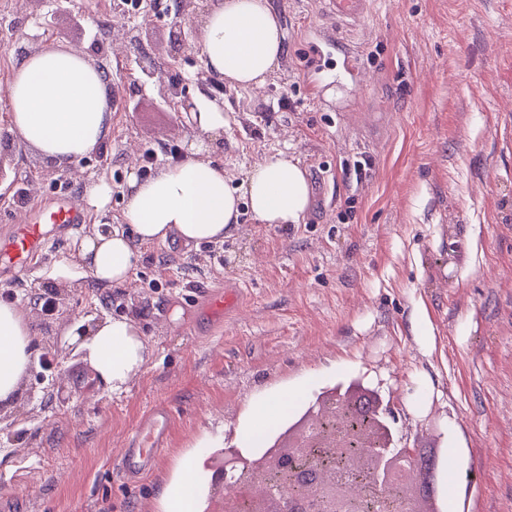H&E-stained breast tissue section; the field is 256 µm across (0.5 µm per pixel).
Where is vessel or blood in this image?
Wrapping results in <instances>:
<instances>
[{
	"label": "vessel or blood",
	"instance_id": "1",
	"mask_svg": "<svg viewBox=\"0 0 512 512\" xmlns=\"http://www.w3.org/2000/svg\"><path fill=\"white\" fill-rule=\"evenodd\" d=\"M371 0H323L325 14L337 23L353 27L362 23L370 11ZM83 208L69 196L45 208L35 206L29 223L14 225L6 243L0 245V263L13 268L31 264L45 245L43 225L66 228L85 223ZM173 416L164 406L147 412L125 440L121 464L125 474L139 476L148 472L167 447Z\"/></svg>",
	"mask_w": 512,
	"mask_h": 512
}]
</instances>
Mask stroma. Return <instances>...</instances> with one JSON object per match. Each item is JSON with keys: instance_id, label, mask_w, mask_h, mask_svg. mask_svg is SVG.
<instances>
[{"instance_id": "35a3bbf8", "label": "stroma", "mask_w": 512, "mask_h": 512, "mask_svg": "<svg viewBox=\"0 0 512 512\" xmlns=\"http://www.w3.org/2000/svg\"><path fill=\"white\" fill-rule=\"evenodd\" d=\"M143 17L113 0H71L54 11L57 40L92 50L116 93L102 156L43 179L51 162L14 139L0 181V240L29 216V201L82 198L111 184L91 224H117L131 169L145 149L197 137L186 118L143 83L141 52L181 59L189 94L200 47L174 46L175 0ZM283 34L277 68L257 90L225 89L222 144L213 159L241 181L284 152L306 169L303 221L259 223L242 211L220 244L147 246L126 284L96 288L65 266L82 229L44 227L27 269L0 267V291L27 311L39 352L54 358L0 412V512H157L161 479L202 431L233 441L247 404L304 385L306 399L353 380L389 400L394 434L437 449L440 512H512V0H371L353 30L321 15L319 0H270ZM136 30L140 43L118 38ZM361 74H350L346 56ZM293 104L278 106L281 92ZM362 175H355L359 162ZM247 288L214 317L202 290ZM69 289L58 315L32 289ZM134 318L148 358L126 392L112 394L68 336L106 316ZM171 407L170 442L140 479L123 474L121 445L145 411Z\"/></svg>"}]
</instances>
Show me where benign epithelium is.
Segmentation results:
<instances>
[{
  "label": "benign epithelium",
  "instance_id": "1",
  "mask_svg": "<svg viewBox=\"0 0 512 512\" xmlns=\"http://www.w3.org/2000/svg\"><path fill=\"white\" fill-rule=\"evenodd\" d=\"M173 40L180 45L200 41V25L174 23ZM145 59L146 80L164 73L158 80L160 99L178 113L196 111L186 80L173 73L175 63L159 66L150 56ZM390 417V405L377 392L334 389L316 396L261 451L224 448V512H368L370 502L362 492L327 478L337 464L377 488L376 512H419L417 500L406 494L404 477L418 470L419 498L434 499L429 476L436 457L395 439Z\"/></svg>",
  "mask_w": 512,
  "mask_h": 512
}]
</instances>
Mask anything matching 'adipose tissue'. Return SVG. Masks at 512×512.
Instances as JSON below:
<instances>
[{
  "label": "adipose tissue",
  "instance_id": "adipose-tissue-1",
  "mask_svg": "<svg viewBox=\"0 0 512 512\" xmlns=\"http://www.w3.org/2000/svg\"><path fill=\"white\" fill-rule=\"evenodd\" d=\"M284 51L269 0H209L202 19L201 55L208 75L231 87H262ZM5 128L14 139L59 165L78 161L112 136V81L88 52L60 43L34 48L12 70ZM311 202L307 172L286 155L254 165L245 182L232 185L224 166L204 153L202 141L188 154L146 179L130 176L123 228L93 226L72 256L101 287L125 284L149 244L219 243L236 228L242 207L263 224H297ZM71 342L98 380L112 392L126 390L146 362L147 344L135 320L108 316L77 326ZM38 360L28 314L0 302V408L17 398ZM304 396L302 388L268 395L248 406L238 433L240 447L259 448L258 423L275 425ZM223 433H206L196 449L180 455L158 490L160 512H209L213 470L223 453Z\"/></svg>",
  "mask_w": 512,
  "mask_h": 512
}]
</instances>
